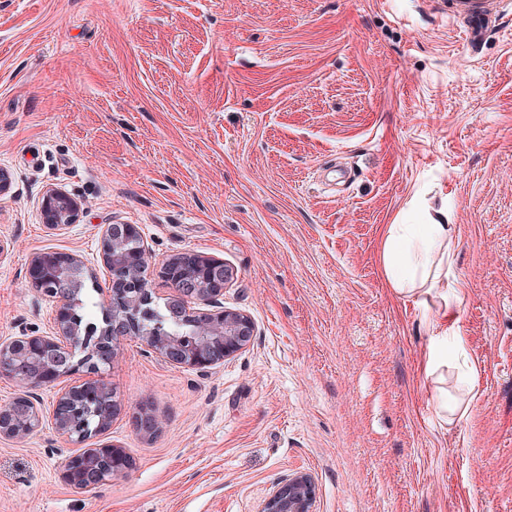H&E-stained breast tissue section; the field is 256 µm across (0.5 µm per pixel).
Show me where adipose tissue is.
Segmentation results:
<instances>
[{
	"mask_svg": "<svg viewBox=\"0 0 512 512\" xmlns=\"http://www.w3.org/2000/svg\"><path fill=\"white\" fill-rule=\"evenodd\" d=\"M453 227L449 224H390L381 240L387 284L413 297L433 327L448 321L458 298L450 281Z\"/></svg>",
	"mask_w": 512,
	"mask_h": 512,
	"instance_id": "adipose-tissue-1",
	"label": "adipose tissue"
}]
</instances>
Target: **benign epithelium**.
<instances>
[{"instance_id":"7a95c632","label":"benign epithelium","mask_w":512,"mask_h":512,"mask_svg":"<svg viewBox=\"0 0 512 512\" xmlns=\"http://www.w3.org/2000/svg\"><path fill=\"white\" fill-rule=\"evenodd\" d=\"M41 216L50 229L63 228L79 221L80 202L67 192L50 188L41 201ZM50 252L35 254L29 261V282L50 302L54 309V328L49 334L34 330L23 332L7 341H0V376L16 380L27 387H51L78 372L82 384L60 388L56 394L53 419L57 433L73 444L82 446L91 440L79 417L88 409L98 417L96 431L105 433L119 410L111 384L103 366L110 364L113 349L95 340L88 345L90 330L82 326L78 309L84 284V265L74 254L61 252L63 289L44 287L41 269ZM101 261L107 271L104 327L101 335L117 341L131 334L176 368L205 371L224 362L244 349L253 336L251 318L220 305L224 286L233 279V270L217 259L193 252H184L163 262L147 273L146 248L136 224H108L102 230ZM178 265L203 269L207 279L192 286L180 284L173 271ZM164 281L172 290L167 301L170 315L186 317L193 327L189 336L168 333L143 321L147 305L153 302L152 278ZM197 308L189 309V304ZM134 429L152 436L158 422L148 406L143 405L131 415ZM43 427L42 413L29 398L18 404L0 408V437L25 438ZM130 460L112 443H102L84 455H74L65 462L62 481L70 485L84 481L97 488L114 475L127 470ZM315 487L311 477L296 471L281 479L265 499L260 512H312Z\"/></svg>"}]
</instances>
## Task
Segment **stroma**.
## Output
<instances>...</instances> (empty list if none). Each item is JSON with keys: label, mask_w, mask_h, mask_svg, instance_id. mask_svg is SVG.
<instances>
[{"label": "stroma", "mask_w": 512, "mask_h": 512, "mask_svg": "<svg viewBox=\"0 0 512 512\" xmlns=\"http://www.w3.org/2000/svg\"><path fill=\"white\" fill-rule=\"evenodd\" d=\"M460 25L433 0H0V340L53 327L33 255L105 281L108 224L154 264L224 261L221 303L254 323L203 372L118 340L103 439L131 466L87 493L34 389L41 432L0 437V512H260L296 471L313 512H512V9L475 51ZM51 187L78 223L43 224ZM432 219L455 226L448 333L478 367L453 423L435 331L380 260L386 225ZM461 347V339L454 336L452 343L448 342V336H432L425 353V373L431 377L437 370L448 368V356H457Z\"/></svg>", "instance_id": "35a3bbf8"}]
</instances>
